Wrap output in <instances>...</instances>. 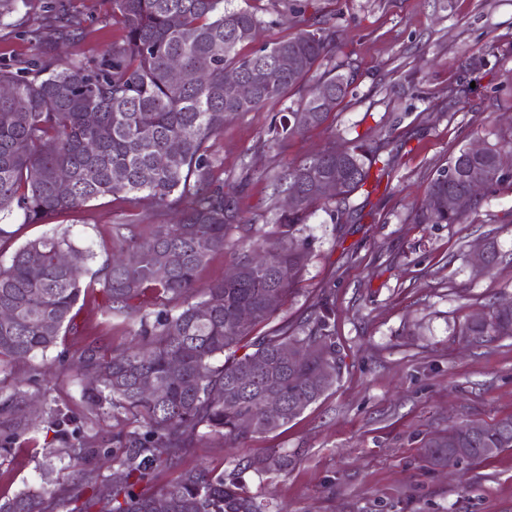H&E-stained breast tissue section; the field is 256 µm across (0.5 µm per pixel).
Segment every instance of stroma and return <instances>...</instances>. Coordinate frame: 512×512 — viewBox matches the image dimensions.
I'll return each instance as SVG.
<instances>
[{
	"label": "stroma",
	"instance_id": "1",
	"mask_svg": "<svg viewBox=\"0 0 512 512\" xmlns=\"http://www.w3.org/2000/svg\"><path fill=\"white\" fill-rule=\"evenodd\" d=\"M45 3L29 0L14 18L18 32L0 30V62L22 65L38 55L27 31ZM69 4L85 30L60 43V55L93 64L123 43L108 0ZM313 10L341 34L336 57L355 72L352 91L323 125L279 145L268 142L267 130L281 102L225 119L212 142L214 174L233 196L237 220L198 284L223 279L253 243L276 241L275 175L332 145L359 138L382 145L390 165L372 169L368 188L346 201L344 214L330 204L300 225L308 261L273 318L296 329L327 301L336 382L276 432L204 437L157 470L146 489L160 493L187 470L238 469L269 512H512V448L452 470L428 456L450 428L512 414V337L476 343L464 334L472 316L512 299V182L487 191L465 223L414 220L430 179L454 152L512 129V0H313ZM462 82L472 90L460 102L452 91ZM171 221L150 198L105 196L46 224L16 225L0 244V261L29 240L66 230L93 251L94 270L124 237H148ZM489 240L503 259L476 270L472 254ZM75 311L79 333L0 372V393L19 384L27 390L32 424L0 458L1 500L83 478L110 488L120 473L118 439L139 428L124 410L90 405L78 367L87 347L107 356L127 346L131 321L107 312L97 291ZM52 408L71 417L67 437L49 429ZM76 445L96 451L81 475L69 466ZM279 455L287 467L271 469Z\"/></svg>",
	"mask_w": 512,
	"mask_h": 512
}]
</instances>
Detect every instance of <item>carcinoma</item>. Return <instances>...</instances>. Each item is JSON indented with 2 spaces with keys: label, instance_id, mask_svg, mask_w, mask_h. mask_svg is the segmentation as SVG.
<instances>
[{
  "label": "carcinoma",
  "instance_id": "obj_1",
  "mask_svg": "<svg viewBox=\"0 0 512 512\" xmlns=\"http://www.w3.org/2000/svg\"><path fill=\"white\" fill-rule=\"evenodd\" d=\"M112 16L121 20L124 44L89 67L54 54V45L75 35L84 20L48 3L32 33L40 44L38 58L23 68L0 64V86L12 90L0 97V241L15 235L16 217L25 224H44L63 213L88 206L104 196L144 194L163 210H175L174 224H157L145 239L130 237L119 262L107 260L91 273L106 308L133 316L143 301L181 298L175 310L162 311L150 324L140 318L135 345L117 349L107 359L93 348L83 362L97 377L84 389L91 403L108 401L143 423L144 431L129 432L120 441L125 483L112 489L107 502L76 493L72 512H153L152 503L165 498L168 512H263L236 474L194 470L158 495L135 491L150 480L151 470L173 465L198 437L220 435L236 441L249 434L272 433L300 416L336 382V350L328 342L327 304L319 305L313 326L304 336L282 325L262 336L252 326L268 321L275 308L265 297L285 296L305 268L308 254L296 238L297 226L310 209L340 203L365 186L376 164L375 151L363 142L336 154L329 147L302 161L273 182L274 191L295 189L298 209L281 213L280 243L267 248L269 260L259 263L245 252L237 262L241 276L216 281L202 290L203 300L189 302L208 257L224 249L236 218L224 184L212 177L211 140L224 131V117L257 112L272 100L296 97L279 122L269 128L270 141L286 140L325 123L349 93L354 80L344 65L327 68L336 53L335 27L309 13L311 0H296L291 9L297 32L287 38L259 41L267 22L233 0H110ZM27 0H0V28ZM258 46L250 52L242 47ZM288 57V68L277 65ZM176 60L187 71L201 70L202 82L179 83L170 76ZM233 71L252 87L247 97L224 94V74ZM332 95L325 106L319 95ZM95 114L94 122L87 120ZM480 157L461 147L436 171L427 187L416 221L459 224L478 211L475 201L456 211L449 201L466 181L480 178L487 189L512 180L501 158L512 154V134L493 133ZM339 178L329 194L322 183ZM69 182L57 190L58 180ZM63 253L83 260L90 249L76 247L69 233L46 234L20 246L7 263L0 262V309L12 317L0 321V363L20 360L54 347L60 335L77 332L73 309L82 293L80 269L59 264ZM206 306L209 315H198ZM250 306L247 325L237 310ZM479 342L487 336H512V301L492 315L467 326ZM304 343L306 357L292 362L279 358L282 348ZM224 357L220 365L212 360ZM253 371L248 385L237 375ZM152 377L162 393L143 395L138 388ZM275 389L285 411L266 416L264 398ZM25 393L0 397V449L28 430ZM249 422V428L242 427ZM461 462L494 458L512 448V415L479 426L474 433L462 423L448 430L444 444ZM66 489L25 490L0 503V512H50Z\"/></svg>",
  "mask_w": 512,
  "mask_h": 512
}]
</instances>
